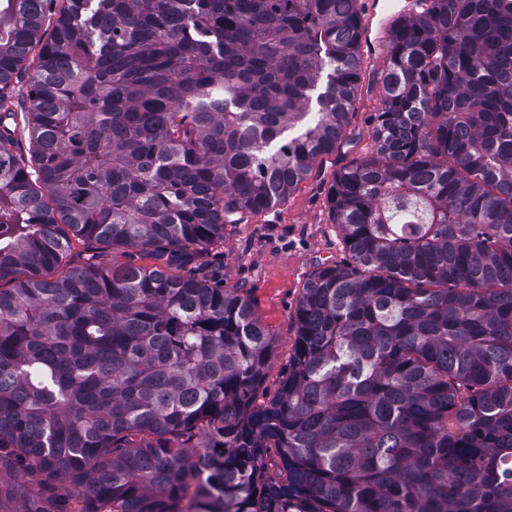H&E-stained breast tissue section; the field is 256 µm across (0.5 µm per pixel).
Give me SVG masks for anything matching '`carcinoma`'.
<instances>
[{"label":"carcinoma","mask_w":512,"mask_h":512,"mask_svg":"<svg viewBox=\"0 0 512 512\" xmlns=\"http://www.w3.org/2000/svg\"><path fill=\"white\" fill-rule=\"evenodd\" d=\"M4 2L0 512H512V0L395 20L328 194L351 261L310 274L259 404L275 340L202 256L335 151L357 0Z\"/></svg>","instance_id":"1"}]
</instances>
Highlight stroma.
<instances>
[{"label":"stroma","mask_w":512,"mask_h":512,"mask_svg":"<svg viewBox=\"0 0 512 512\" xmlns=\"http://www.w3.org/2000/svg\"><path fill=\"white\" fill-rule=\"evenodd\" d=\"M355 110L335 151L320 155L288 198L267 211L227 225L223 243L209 249L212 272L228 288L241 289L276 340L259 400L272 398L293 353L292 315L302 288L318 266L347 259L341 233L329 215L327 197L337 170L374 148L376 115L383 107L380 74L385 51L363 52Z\"/></svg>","instance_id":"stroma-1"}]
</instances>
